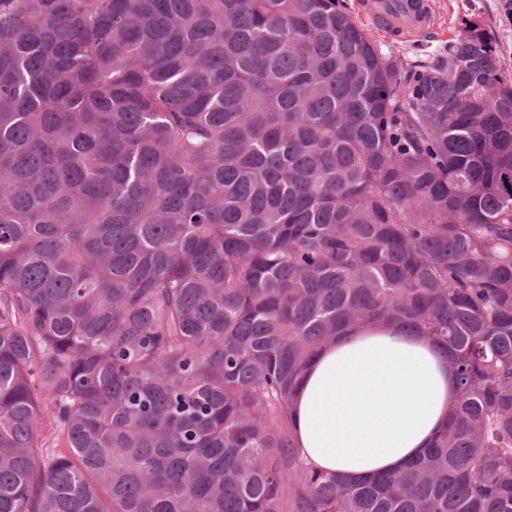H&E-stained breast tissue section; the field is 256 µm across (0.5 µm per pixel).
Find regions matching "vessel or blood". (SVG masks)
I'll use <instances>...</instances> for the list:
<instances>
[{"label": "vessel or blood", "instance_id": "vessel-or-blood-1", "mask_svg": "<svg viewBox=\"0 0 512 512\" xmlns=\"http://www.w3.org/2000/svg\"><path fill=\"white\" fill-rule=\"evenodd\" d=\"M356 6L364 20L391 38L419 36L432 27L429 0H356Z\"/></svg>", "mask_w": 512, "mask_h": 512}]
</instances>
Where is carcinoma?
Segmentation results:
<instances>
[{"label":"carcinoma","instance_id":"carcinoma-1","mask_svg":"<svg viewBox=\"0 0 512 512\" xmlns=\"http://www.w3.org/2000/svg\"><path fill=\"white\" fill-rule=\"evenodd\" d=\"M393 324L445 352L448 429L346 481L294 394ZM0 512H512L490 33L410 72L347 0H0ZM53 417L50 406L43 408L41 426L38 431V443L48 452H64V442L61 432Z\"/></svg>","mask_w":512,"mask_h":512}]
</instances>
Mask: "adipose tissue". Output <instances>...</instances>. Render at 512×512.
<instances>
[{
  "label": "adipose tissue",
  "mask_w": 512,
  "mask_h": 512,
  "mask_svg": "<svg viewBox=\"0 0 512 512\" xmlns=\"http://www.w3.org/2000/svg\"><path fill=\"white\" fill-rule=\"evenodd\" d=\"M458 390L439 347L399 326L338 336L311 361L293 421L317 468L355 479L408 466L448 424Z\"/></svg>",
  "instance_id": "1"
}]
</instances>
